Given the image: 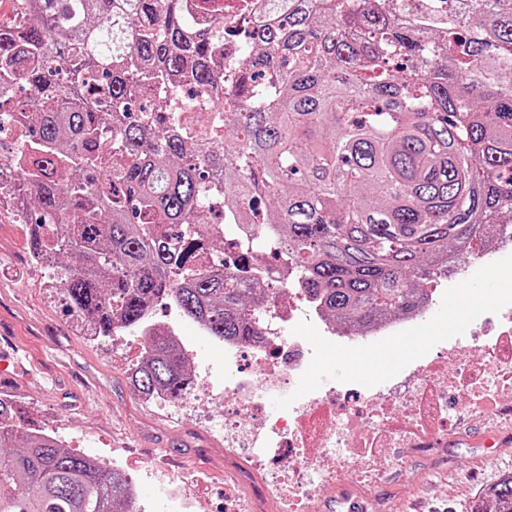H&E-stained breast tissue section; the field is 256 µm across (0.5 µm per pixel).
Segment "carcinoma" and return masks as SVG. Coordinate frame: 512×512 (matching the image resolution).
<instances>
[{
	"label": "carcinoma",
	"instance_id": "1",
	"mask_svg": "<svg viewBox=\"0 0 512 512\" xmlns=\"http://www.w3.org/2000/svg\"><path fill=\"white\" fill-rule=\"evenodd\" d=\"M227 0H16L0 21V206L35 212L34 256L98 337L173 304L216 339L258 335L263 287L211 274L205 214L260 224L296 286L343 323L420 310L503 214L512 217V0H448L409 16L394 0H268L224 82ZM219 108L223 119L192 121ZM334 133L330 140L324 137ZM134 391L178 397L186 358L146 337ZM0 399V512H131L133 481ZM467 512H512V473Z\"/></svg>",
	"mask_w": 512,
	"mask_h": 512
}]
</instances>
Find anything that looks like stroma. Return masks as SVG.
<instances>
[{"label":"stroma","instance_id":"35a3bbf8","mask_svg":"<svg viewBox=\"0 0 512 512\" xmlns=\"http://www.w3.org/2000/svg\"><path fill=\"white\" fill-rule=\"evenodd\" d=\"M34 262L24 225L1 219L0 327L17 335V357L30 375L15 390H1L0 398L24 407L28 425L52 431L75 452L108 451L136 482L171 481L187 497L189 512H223V436L195 417L142 403L127 380L140 356L138 337L85 339L57 291L44 287ZM438 301L423 326L432 353L436 337L466 341L489 332L495 310L512 305V282H501L496 270L452 275L441 281ZM414 356L406 341L397 340L377 355H351L341 371V352L327 353L299 387L313 392L352 379L377 385ZM448 429L453 436L436 459L406 454L401 470L380 484L326 493L319 512H367L376 498L387 503L388 512H402L408 502L417 512H465L483 482L512 473V434L496 436L488 447L483 424L452 415Z\"/></svg>","mask_w":512,"mask_h":512}]
</instances>
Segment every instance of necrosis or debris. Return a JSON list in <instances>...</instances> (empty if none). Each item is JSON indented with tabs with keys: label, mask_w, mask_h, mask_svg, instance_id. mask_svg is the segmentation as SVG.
I'll return each mask as SVG.
<instances>
[{
	"label": "necrosis or debris",
	"mask_w": 512,
	"mask_h": 512,
	"mask_svg": "<svg viewBox=\"0 0 512 512\" xmlns=\"http://www.w3.org/2000/svg\"><path fill=\"white\" fill-rule=\"evenodd\" d=\"M396 316L368 330L324 325L322 336L285 334L301 319H322L319 306L300 289L268 291L273 320L259 342L227 340L224 387L192 384L180 397H160L171 412L223 409L222 419L204 423L224 437L228 485L224 512H316L326 487L351 480L369 486L398 469L407 452L431 454L448 444V411L490 419L512 430V308H504L492 336L453 342L446 356H416L401 375L372 389L354 382L270 412L267 403L300 382L318 347H366L379 351L408 337L424 312ZM251 487L241 497L242 487Z\"/></svg>",
	"instance_id": "1"
}]
</instances>
